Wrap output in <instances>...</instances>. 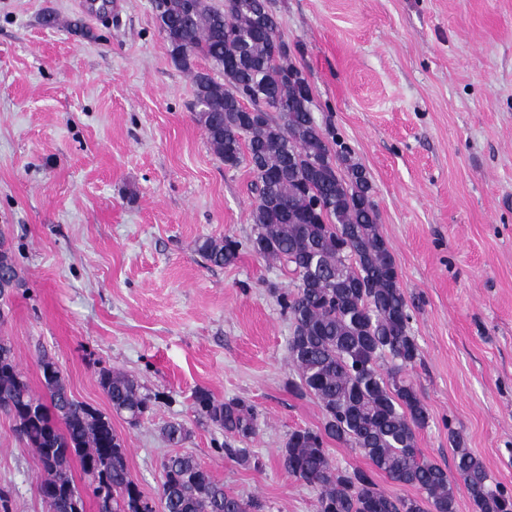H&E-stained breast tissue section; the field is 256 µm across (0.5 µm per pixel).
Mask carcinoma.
<instances>
[{
    "instance_id": "cac0c4a2",
    "label": "carcinoma",
    "mask_w": 512,
    "mask_h": 512,
    "mask_svg": "<svg viewBox=\"0 0 512 512\" xmlns=\"http://www.w3.org/2000/svg\"><path fill=\"white\" fill-rule=\"evenodd\" d=\"M171 59L193 76L195 118L227 169L253 175L252 235L204 239L198 251L216 267L234 264L243 247L278 264L292 287L277 292L293 324L289 360L292 391L317 399V429L288 434L279 460L289 477L317 492L316 512H456L465 491L474 512H512V492L491 486L483 462L448 429L456 475L426 459L417 433L429 414L414 383L402 375L420 358L410 331V307L389 245L379 231L374 189L345 146L332 150L316 122L302 71L289 61L272 0H153ZM211 60L217 80L196 67ZM11 247L0 238V299L18 285ZM43 394L33 392L11 347L0 342V410L20 442L33 449L44 478L38 493L49 512H84L71 461L90 477L99 512H264V504L224 489L189 453L162 462L158 500L144 496L130 474L126 448L111 416L74 399L63 370L39 359ZM99 385L112 412L131 426L149 410L137 381L102 369ZM201 418L246 444L256 435V411L241 399L194 394ZM163 435L173 446L186 437L180 423ZM331 441L358 450L371 469H339ZM419 490L400 497L380 489L373 473Z\"/></svg>"
}]
</instances>
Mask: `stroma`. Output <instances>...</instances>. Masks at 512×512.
<instances>
[{"instance_id": "1", "label": "stroma", "mask_w": 512, "mask_h": 512, "mask_svg": "<svg viewBox=\"0 0 512 512\" xmlns=\"http://www.w3.org/2000/svg\"><path fill=\"white\" fill-rule=\"evenodd\" d=\"M80 2L0 0V233L20 271L0 339L34 391L46 355L105 413L99 369L138 380L150 413L112 426L146 497L180 450L266 512H314V489L278 456L291 431L322 423L316 400L288 386L292 327L271 289L290 281L248 250L224 268L197 251L247 241L252 175L212 152L151 0L100 17ZM274 3L314 117L375 190L421 351L405 371L430 414L418 446L453 467L448 431L461 430L512 491V0ZM199 388L254 406L252 463L198 418ZM172 421L189 431L177 447L162 436ZM41 478L0 412L10 512H47Z\"/></svg>"}]
</instances>
